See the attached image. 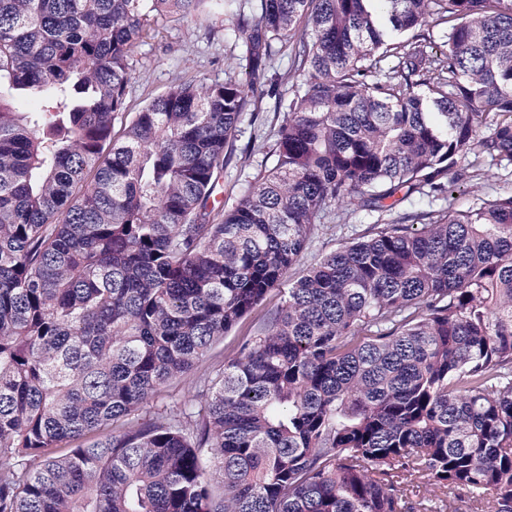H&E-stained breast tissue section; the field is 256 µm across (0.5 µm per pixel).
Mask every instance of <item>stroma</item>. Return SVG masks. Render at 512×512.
Listing matches in <instances>:
<instances>
[{
  "instance_id": "stroma-1",
  "label": "stroma",
  "mask_w": 512,
  "mask_h": 512,
  "mask_svg": "<svg viewBox=\"0 0 512 512\" xmlns=\"http://www.w3.org/2000/svg\"><path fill=\"white\" fill-rule=\"evenodd\" d=\"M251 12V0H239L237 7L228 10L209 4L194 12L152 19L148 36L130 61L129 112H137L183 83L212 84L237 79L245 48L236 34V25L239 15ZM303 82V73L290 51L273 44L265 69L254 83L252 105L224 151V166L218 174L216 204L209 223H218L223 211L235 206L248 186L272 167L271 149L285 113L283 103ZM510 192L512 162L488 158L479 168L467 169L446 192H415L389 210L371 211L349 200L332 203L288 275L296 277L338 248L369 238L371 225L418 227L440 219L448 211L475 209ZM282 300L280 290H272L259 307L211 345L193 370L163 387L151 404L152 410L181 416L185 408L195 403L203 383L220 374L243 343L264 333Z\"/></svg>"
}]
</instances>
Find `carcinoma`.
I'll use <instances>...</instances> for the list:
<instances>
[{"instance_id": "carcinoma-1", "label": "carcinoma", "mask_w": 512, "mask_h": 512, "mask_svg": "<svg viewBox=\"0 0 512 512\" xmlns=\"http://www.w3.org/2000/svg\"><path fill=\"white\" fill-rule=\"evenodd\" d=\"M209 2L0 0V88L35 102L0 100V512H512V193L326 255L199 406L136 418L332 202L512 161V0H258L244 78L177 86L115 137L151 18ZM434 17L437 59L413 35ZM273 41L305 89L208 224ZM389 56L400 80L368 83Z\"/></svg>"}]
</instances>
